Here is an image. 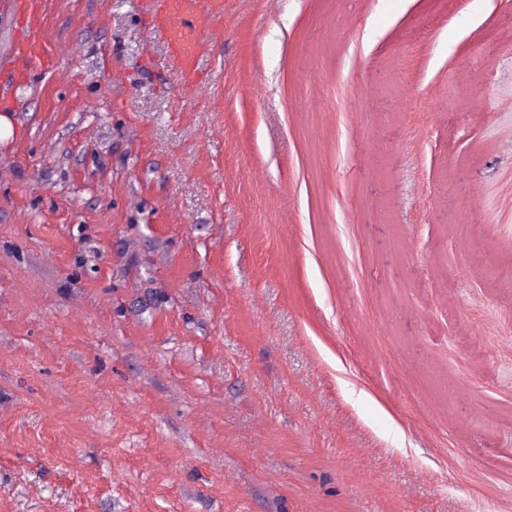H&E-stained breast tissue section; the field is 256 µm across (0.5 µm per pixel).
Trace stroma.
<instances>
[{
	"label": "stroma",
	"mask_w": 512,
	"mask_h": 512,
	"mask_svg": "<svg viewBox=\"0 0 512 512\" xmlns=\"http://www.w3.org/2000/svg\"><path fill=\"white\" fill-rule=\"evenodd\" d=\"M42 11L0 512H512V0H224L194 86L149 0Z\"/></svg>",
	"instance_id": "obj_1"
}]
</instances>
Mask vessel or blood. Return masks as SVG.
<instances>
[{
    "label": "vessel or blood",
    "instance_id": "1",
    "mask_svg": "<svg viewBox=\"0 0 512 512\" xmlns=\"http://www.w3.org/2000/svg\"><path fill=\"white\" fill-rule=\"evenodd\" d=\"M21 33L17 53L38 68L47 65L41 0H19ZM157 32L167 43L183 78L196 82L199 60L220 33L224 0H152Z\"/></svg>",
    "mask_w": 512,
    "mask_h": 512
}]
</instances>
